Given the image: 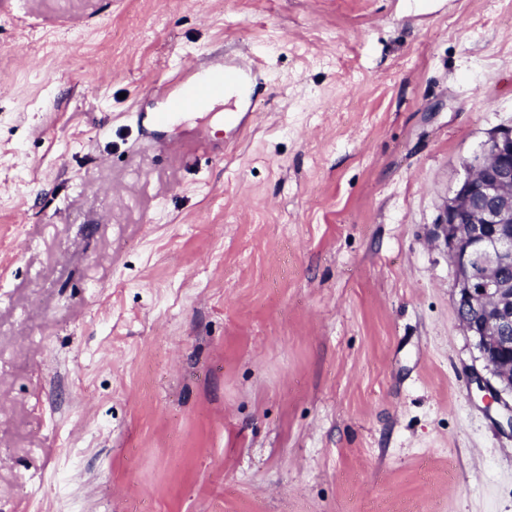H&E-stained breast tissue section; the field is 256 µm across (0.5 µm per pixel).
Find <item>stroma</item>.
<instances>
[{"instance_id":"35a3bbf8","label":"stroma","mask_w":512,"mask_h":512,"mask_svg":"<svg viewBox=\"0 0 512 512\" xmlns=\"http://www.w3.org/2000/svg\"><path fill=\"white\" fill-rule=\"evenodd\" d=\"M510 125L512 0H0V512H512L435 236ZM261 67L257 60L241 65L231 59L212 62L208 65L190 64L185 66L179 77L159 89L169 102L168 110L157 113L155 121L163 123L172 115L195 111L203 107L212 97L230 95L234 101L233 112L225 113V122L233 125L231 136L238 140L246 130V123L252 116L257 92L262 84ZM246 107V112H242ZM248 111V112H247Z\"/></svg>"}]
</instances>
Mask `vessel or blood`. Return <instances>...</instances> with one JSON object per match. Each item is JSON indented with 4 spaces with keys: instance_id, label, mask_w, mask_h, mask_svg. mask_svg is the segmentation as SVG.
<instances>
[{
    "instance_id": "1",
    "label": "vessel or blood",
    "mask_w": 512,
    "mask_h": 512,
    "mask_svg": "<svg viewBox=\"0 0 512 512\" xmlns=\"http://www.w3.org/2000/svg\"><path fill=\"white\" fill-rule=\"evenodd\" d=\"M260 71L259 62L242 65L230 59L185 66L179 77L162 87L169 107L167 111L157 113L155 120L166 122L172 115L197 110L212 97L224 94L236 105L235 111L226 113L225 118L233 126V136H240L250 118L249 110L257 99L262 81Z\"/></svg>"
}]
</instances>
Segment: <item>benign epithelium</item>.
I'll return each mask as SVG.
<instances>
[{"label":"benign epithelium","mask_w":512,"mask_h":512,"mask_svg":"<svg viewBox=\"0 0 512 512\" xmlns=\"http://www.w3.org/2000/svg\"><path fill=\"white\" fill-rule=\"evenodd\" d=\"M445 201L437 236L455 272L456 317L479 351L489 377L474 373L498 425L512 430V126L493 131Z\"/></svg>","instance_id":"7a95c632"}]
</instances>
